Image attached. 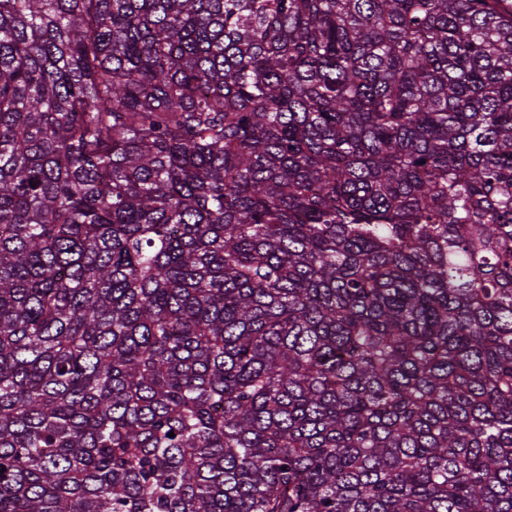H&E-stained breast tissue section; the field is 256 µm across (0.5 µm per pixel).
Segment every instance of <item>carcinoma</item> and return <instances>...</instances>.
<instances>
[{"mask_svg": "<svg viewBox=\"0 0 512 512\" xmlns=\"http://www.w3.org/2000/svg\"><path fill=\"white\" fill-rule=\"evenodd\" d=\"M0 512H512V0H0Z\"/></svg>", "mask_w": 512, "mask_h": 512, "instance_id": "cac0c4a2", "label": "carcinoma"}]
</instances>
